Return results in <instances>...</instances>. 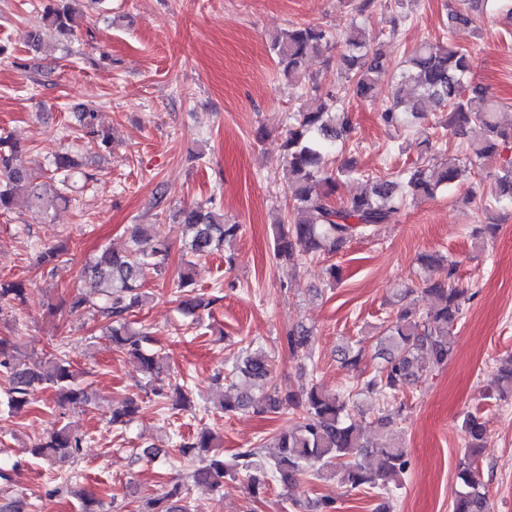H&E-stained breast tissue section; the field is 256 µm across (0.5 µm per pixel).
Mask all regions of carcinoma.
Masks as SVG:
<instances>
[{"instance_id":"1","label":"carcinoma","mask_w":512,"mask_h":512,"mask_svg":"<svg viewBox=\"0 0 512 512\" xmlns=\"http://www.w3.org/2000/svg\"><path fill=\"white\" fill-rule=\"evenodd\" d=\"M365 0L359 17L352 18L343 41L341 60L354 71L348 91L359 98L374 95L382 78L393 76L400 85L395 97L382 112L381 122L396 132H408L428 118L427 104H433L441 120L438 124L464 140L471 149L469 164L445 154L447 143L425 139L424 156L412 166L385 175H366V189L350 201L339 204L338 190L345 179L362 174L350 146L355 133L352 113L345 107L338 89L313 91L321 102L312 112H294L289 116L288 133L282 143L292 209L291 222L276 225L274 249L286 261L299 257L313 259L343 249L358 236L373 232L389 222L392 214L421 198H431L441 188L456 185L471 167L495 156L500 142L512 140V125L499 120V102L474 82L475 61L450 43L423 41L400 64L393 66L377 51L369 50L365 37L367 7ZM464 6L448 12V30L469 27L477 12L486 5L495 8L507 0H462ZM43 22L66 40L75 36V15L68 0H59L44 11ZM329 43V32L311 25L295 26L275 36L269 51L288 82L297 81L309 57ZM83 135L100 150L110 148L109 136L98 127V112L82 106L76 113ZM344 153L343 162L334 169L326 158L335 149ZM19 146L11 136L0 135V212L13 209L23 199L29 210L44 213L48 209L47 190L64 205H70L73 183L78 177L93 175L70 153L58 152L48 164L36 168L16 163ZM498 194L494 204L512 201V162L496 174ZM178 218L189 230L183 244L184 268L178 275L182 312L193 319L210 308L212 300L192 295L190 269L194 260L207 257L234 241L242 225L232 224L213 206L197 204L180 209ZM68 255L65 243L47 246L40 253L41 263L49 267ZM170 246L157 238L151 224H135L122 251L104 249L84 265L82 274L101 289L104 303L99 305L85 296L71 303V311L90 310L105 323L106 336L113 348L136 359L148 378L151 393L170 402L175 410L190 407L189 388L184 380L167 375L166 356L153 348L156 339L150 328H134L130 313L147 300L143 282L147 276L163 278L169 272ZM427 275L419 292L430 302L422 308L415 299H400L394 316L379 327L376 356L380 367L357 380L359 395L388 398L424 383L434 371L448 364L453 352L454 328L463 313L465 291L455 283L456 262L442 255H424ZM25 284L0 280V304L24 300ZM311 331L297 326L285 336L291 355L309 353ZM363 348L347 345L340 349L341 363L359 371ZM8 376L6 391L8 412L18 414L31 403L36 392L55 389L61 408L86 410L92 404L89 386L78 382V374L65 352L32 360L17 346L0 337V370ZM233 392L223 396L220 407L227 415L250 409L278 414L288 409L298 421L276 439L277 452L268 461L262 448L237 452L232 462L224 460L217 437L208 428L179 444L181 456L191 464L189 478L197 485L220 489L228 481L243 478L251 495L260 494L269 480H279L285 488L296 485L302 476L313 473L321 479L338 480L352 490L368 489L383 496L377 512H390L388 499L400 486L409 465L407 449L398 443L382 442L384 433L397 424L400 412L380 408L372 424L377 437L367 436L353 423L357 404L348 393L329 392L311 382L295 391L273 381L272 359L255 341H250L230 370ZM265 390L263 404L257 406L252 388ZM496 399L512 396V356L498 368L494 389ZM143 410V401L130 396L112 409L111 423L122 427ZM465 452L458 472L460 490L453 512H489L488 500L479 473L481 441L486 423L475 414L462 421ZM82 438L64 425L33 446L36 458L56 455L75 456ZM144 512H189L182 486L170 489L146 503Z\"/></svg>"}]
</instances>
